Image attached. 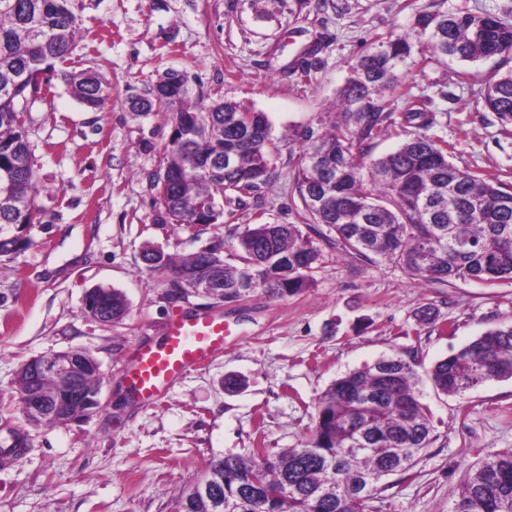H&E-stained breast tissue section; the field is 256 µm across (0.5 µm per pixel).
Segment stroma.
<instances>
[{
	"instance_id": "stroma-1",
	"label": "stroma",
	"mask_w": 512,
	"mask_h": 512,
	"mask_svg": "<svg viewBox=\"0 0 512 512\" xmlns=\"http://www.w3.org/2000/svg\"><path fill=\"white\" fill-rule=\"evenodd\" d=\"M69 7L80 36L56 68L95 69L110 98L87 110L58 75L22 115L45 191L38 223L0 225V235L22 231L30 240L0 256V431L26 439L21 456L0 464V512H173L210 462L297 447L337 377L396 351L410 352L426 370L488 328L512 324V281H424L394 263L345 253L322 224L300 225L320 251L311 286L276 299L260 289L234 302L176 299L170 274L142 259L149 246L178 259L216 240L231 245L248 224H300L295 177L305 136L327 131L350 63L376 35L408 32L421 10L465 7L512 19V0H413L407 9L401 0H69ZM313 44L315 79L296 86L289 69ZM489 67L448 59L403 82L425 95L458 168L512 184V124L477 101ZM170 69L186 73L200 103L240 101L271 124L272 184L225 207L223 223L156 221L151 181L164 168L169 114L135 116L126 98ZM98 286L125 294L122 321L86 313L85 295ZM426 307L435 322L417 320ZM206 311L223 314L231 343L178 381L162 404H135L124 375L131 349L159 340L172 316ZM70 349L98 360L101 408L78 423L30 424L21 364ZM230 374L245 380L244 389L225 390ZM421 389L432 440L414 480L382 491L376 512H448L469 469L512 448V379L462 396L442 394L427 379Z\"/></svg>"
}]
</instances>
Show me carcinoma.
I'll list each match as a JSON object with an SVG mask.
<instances>
[{
	"label": "carcinoma",
	"instance_id": "obj_1",
	"mask_svg": "<svg viewBox=\"0 0 512 512\" xmlns=\"http://www.w3.org/2000/svg\"><path fill=\"white\" fill-rule=\"evenodd\" d=\"M78 35L68 0H0V224L39 220L40 193L32 150L20 114L35 101L39 79L56 74V62ZM426 54L414 53L415 43ZM452 57L494 59L477 92L485 109L512 123V20L469 11L425 12L412 32L386 31L350 65L340 91L344 112L330 131L303 150L296 190L305 224H323L342 250L365 260L377 257L424 280H471L484 285L512 281V186L501 175L464 171L450 160L454 145L431 134L425 100L401 81L405 69L425 71ZM306 57L292 68L296 85L312 82ZM73 96L91 109L109 98L108 82L93 70L63 71ZM160 94L129 96L131 111L172 113L179 123L163 144L169 182L153 179L158 221L217 224L218 198L241 204L271 183V127L265 113L224 99L191 101L184 74L171 70ZM404 101L387 109L379 96ZM415 128L399 147L373 158L368 144L391 130ZM237 168L224 169V155ZM463 226L464 241L453 237ZM319 249L295 224L246 225L234 252L219 243L178 262L159 255L160 267L186 283L208 279L224 286V300L238 301L261 288L272 297L310 286ZM91 307L119 322L128 314L122 292L104 288ZM420 363L402 353L381 356L334 380L318 401L313 429L299 446L214 461L206 474L224 480V512H374L381 483L413 473L431 442V410L419 388ZM427 376L436 390L462 396L495 379L512 378V325L491 328L448 357ZM184 512H214L196 500L193 487L176 499ZM450 512H512V450L487 455L452 494Z\"/></svg>",
	"mask_w": 512,
	"mask_h": 512
}]
</instances>
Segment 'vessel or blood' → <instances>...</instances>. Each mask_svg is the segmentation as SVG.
<instances>
[{"label":"vessel or blood","mask_w":512,"mask_h":512,"mask_svg":"<svg viewBox=\"0 0 512 512\" xmlns=\"http://www.w3.org/2000/svg\"><path fill=\"white\" fill-rule=\"evenodd\" d=\"M231 334L218 313L173 316L160 340L134 348L125 370L131 397L144 407L160 404L178 380L223 351Z\"/></svg>","instance_id":"1"}]
</instances>
